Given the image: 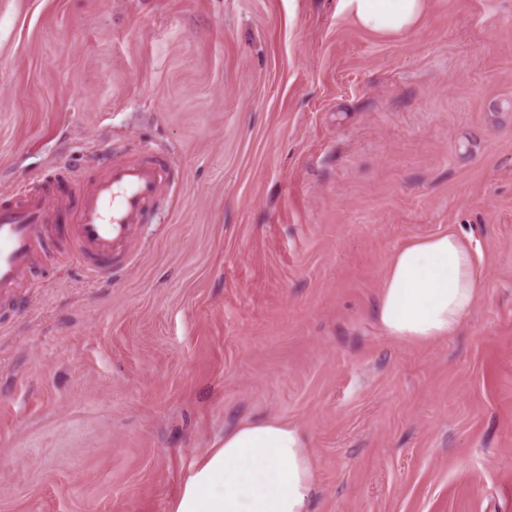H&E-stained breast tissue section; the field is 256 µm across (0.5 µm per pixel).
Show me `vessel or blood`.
Returning <instances> with one entry per match:
<instances>
[{
  "label": "vessel or blood",
  "instance_id": "obj_1",
  "mask_svg": "<svg viewBox=\"0 0 512 512\" xmlns=\"http://www.w3.org/2000/svg\"><path fill=\"white\" fill-rule=\"evenodd\" d=\"M172 185L173 167L154 148L106 147L79 168L0 198V301L32 287L43 252L56 243L73 251L88 277L111 276L114 259L132 257L138 225L149 223Z\"/></svg>",
  "mask_w": 512,
  "mask_h": 512
}]
</instances>
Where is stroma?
Returning a JSON list of instances; mask_svg holds the SVG:
<instances>
[{"instance_id": "stroma-1", "label": "stroma", "mask_w": 512, "mask_h": 512, "mask_svg": "<svg viewBox=\"0 0 512 512\" xmlns=\"http://www.w3.org/2000/svg\"><path fill=\"white\" fill-rule=\"evenodd\" d=\"M176 188L90 280L0 302V512H170L225 429L283 417L312 512H512V0L376 34L334 0H0V195L107 145ZM448 229L481 295L394 342L391 255Z\"/></svg>"}]
</instances>
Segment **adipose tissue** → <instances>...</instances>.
Here are the masks:
<instances>
[{
    "instance_id": "1",
    "label": "adipose tissue",
    "mask_w": 512,
    "mask_h": 512,
    "mask_svg": "<svg viewBox=\"0 0 512 512\" xmlns=\"http://www.w3.org/2000/svg\"><path fill=\"white\" fill-rule=\"evenodd\" d=\"M428 0H336L338 14L381 34H404ZM475 254L455 231L411 240L390 258L370 316L396 342L426 345L457 332L481 285ZM317 468L306 433L280 417L225 430L195 462L170 512H311Z\"/></svg>"
}]
</instances>
